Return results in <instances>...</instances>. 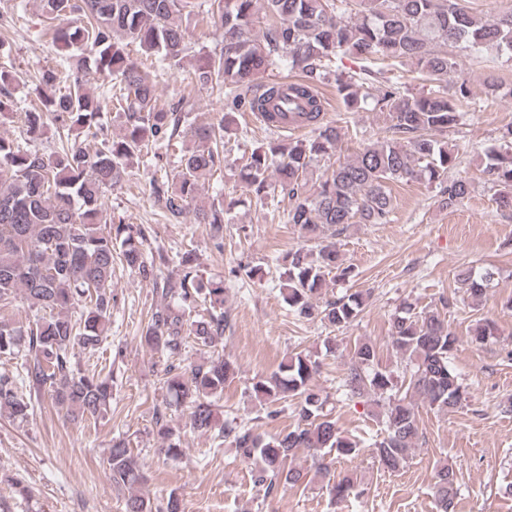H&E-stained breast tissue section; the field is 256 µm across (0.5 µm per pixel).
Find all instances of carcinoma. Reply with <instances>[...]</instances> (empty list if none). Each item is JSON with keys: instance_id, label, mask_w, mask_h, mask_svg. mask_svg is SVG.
I'll return each instance as SVG.
<instances>
[{"instance_id": "carcinoma-1", "label": "carcinoma", "mask_w": 512, "mask_h": 512, "mask_svg": "<svg viewBox=\"0 0 512 512\" xmlns=\"http://www.w3.org/2000/svg\"><path fill=\"white\" fill-rule=\"evenodd\" d=\"M358 13L348 15L349 0H39L45 19L68 20L49 27L62 58L59 70H47L39 83L62 84L66 92L45 95L35 107L13 110L9 87L19 76L0 66V118L19 119L28 139L0 136V355L11 356L26 344L25 372L29 388L46 391L73 422L101 415L112 399V374L84 372L75 366L73 351L92 355L105 337L112 309L114 253L126 266L152 281L162 299L176 298L180 308H156L142 331L141 343L164 356L166 390L186 412L189 427L229 442L236 457L255 465L252 480L264 496L279 487L305 486L309 470L290 464L303 449L312 458L314 475L326 482L332 500L360 495L357 481L346 474L331 476V452L352 456L360 452L336 421L321 414L324 400L313 384L318 359L301 352L286 355L277 371L252 385V395L268 408L273 420L276 405L298 400L296 425L267 439L246 424H219L216 399L236 373L235 363L222 356L188 362V348L213 353L224 340V312L206 310L195 318L186 310L207 302L224 305V284L203 280L191 266V252L183 254L182 273L160 283L154 264L144 260L145 229L135 224H109L103 215L106 194L121 185L134 161L152 152L181 144V170L173 178H153L150 195L177 220L189 213L206 224L224 246V206L205 200V184L224 168V133L229 125H186L188 97L169 105L158 103L150 69L183 67L188 50V23L219 32L220 49L205 55L206 62L186 71L189 91L224 88L232 112H259L268 127L287 118L310 134L259 143L251 149L241 171L247 194L265 204L276 198L291 202L288 223L317 241V251L298 248L283 257L282 295L300 318L320 319L332 328L354 322L364 310L361 291L319 302L329 282L346 281L345 265L334 242L347 224H386L392 212L390 183L426 181L438 189L441 204L453 208L470 194V182L451 177L456 156L448 151V131L459 124L470 99L466 82L448 91V76L456 73V54L439 50L481 47L512 54V10L482 22L468 14L458 0H359ZM272 19L262 36L256 35L261 16ZM136 45L140 59L127 52ZM351 55L365 62L359 72L345 74L336 59ZM284 62L301 79L284 87L260 83L259 75ZM408 64L430 82V89L413 95L401 81ZM96 73L107 80L101 92L87 87ZM334 79L336 93L350 112L372 98L386 113L391 137L360 149L339 164L315 190L306 174L312 163L330 155L341 129L323 117L317 85ZM115 104L121 133H107L108 104ZM52 123L66 143L45 154L29 146ZM499 148L486 155L483 173L490 183L505 188L497 204L512 211V124L499 130ZM494 272L463 268L458 281L468 297L485 294ZM43 310L27 325L6 312L16 302ZM390 336L397 353L409 366V378L398 380L375 365L369 342L355 345L343 377V387L356 397H369L383 408L385 435L373 443L375 457L395 472L409 460L418 442L415 400L439 411L460 406L464 388L452 367L458 337L437 309L415 311L405 302L390 319ZM496 325H478L472 340L483 344L496 336ZM31 398L18 391L15 377L0 374V414L27 418ZM155 427L169 458L183 449L172 441L166 414L156 411ZM112 484L128 491L125 512H182L180 495L171 492L155 511L140 493L143 472L131 448L115 442L107 458ZM434 498L438 512H451L457 495L456 473L448 465L436 472Z\"/></svg>"}]
</instances>
